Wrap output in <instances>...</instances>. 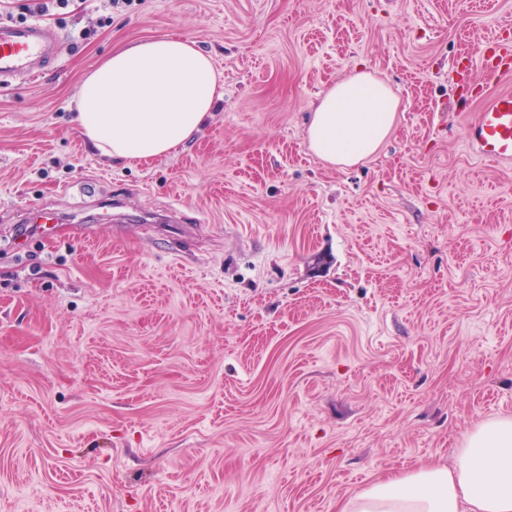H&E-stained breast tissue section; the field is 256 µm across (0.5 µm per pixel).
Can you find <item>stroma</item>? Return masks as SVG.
I'll list each match as a JSON object with an SVG mask.
<instances>
[{"label": "stroma", "instance_id": "obj_1", "mask_svg": "<svg viewBox=\"0 0 512 512\" xmlns=\"http://www.w3.org/2000/svg\"><path fill=\"white\" fill-rule=\"evenodd\" d=\"M43 21L59 59L0 87V512H339L512 418V172L469 153L455 76L512 0H69ZM163 36L211 54L207 122L159 159L89 150L83 77ZM358 65L400 104L340 168L307 126ZM41 212L55 235L18 236Z\"/></svg>", "mask_w": 512, "mask_h": 512}]
</instances>
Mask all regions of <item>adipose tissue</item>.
Listing matches in <instances>:
<instances>
[{"mask_svg":"<svg viewBox=\"0 0 512 512\" xmlns=\"http://www.w3.org/2000/svg\"><path fill=\"white\" fill-rule=\"evenodd\" d=\"M223 85L191 38H160L113 51L74 98L81 131L102 154L146 161L177 150L205 123ZM399 101L363 66L315 107L311 149L333 166L375 155L392 132ZM340 512H512V419L489 420L462 441L451 466L422 462L377 480Z\"/></svg>","mask_w":512,"mask_h":512,"instance_id":"1","label":"adipose tissue"}]
</instances>
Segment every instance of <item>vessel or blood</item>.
<instances>
[{"label":"vessel or blood","mask_w":512,"mask_h":512,"mask_svg":"<svg viewBox=\"0 0 512 512\" xmlns=\"http://www.w3.org/2000/svg\"><path fill=\"white\" fill-rule=\"evenodd\" d=\"M63 37L40 22L0 20V86L15 87L35 77L56 60ZM481 69L483 81L472 78ZM464 81L470 82L482 107L468 124L466 145L479 160H488L512 170V91L488 95L486 86L512 78V30L501 29L498 37L481 44L476 55L459 65Z\"/></svg>","instance_id":"vessel-or-blood-1"}]
</instances>
